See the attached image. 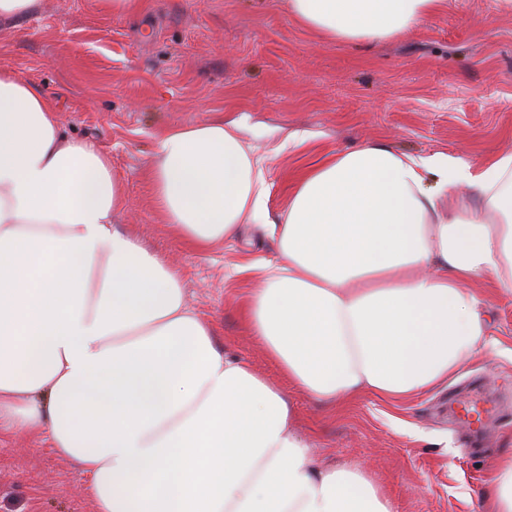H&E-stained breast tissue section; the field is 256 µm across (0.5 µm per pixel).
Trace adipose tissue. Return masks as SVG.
<instances>
[{"mask_svg":"<svg viewBox=\"0 0 512 512\" xmlns=\"http://www.w3.org/2000/svg\"><path fill=\"white\" fill-rule=\"evenodd\" d=\"M443 0H288L333 40L387 39ZM154 199L202 253L265 213L235 125L165 130ZM466 184L479 205L455 189ZM122 182L40 89L0 70V435L89 478L94 512H392L361 469L314 464L283 390L228 357L179 271L114 222ZM243 311L290 384L336 408L409 400L490 344L472 281L512 290V154L478 166L341 150L292 195Z\"/></svg>","mask_w":512,"mask_h":512,"instance_id":"ef3b65f1","label":"adipose tissue"}]
</instances>
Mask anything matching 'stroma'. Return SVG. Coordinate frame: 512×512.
I'll return each instance as SVG.
<instances>
[{
	"mask_svg": "<svg viewBox=\"0 0 512 512\" xmlns=\"http://www.w3.org/2000/svg\"><path fill=\"white\" fill-rule=\"evenodd\" d=\"M0 67L37 85L67 134L111 156L126 198L116 224L180 269L188 305L214 325L225 355L284 388L317 461L366 469L394 512H475L512 451V425H489L470 456L448 406L479 385L512 411V292L488 276L473 282L495 349L467 359L448 385L401 402L367 392L324 410L288 384L244 321L259 286L249 265L276 261V241L251 223L240 239L189 250L155 203L150 160L166 129L235 124L263 164L277 222L309 168L365 142L473 165L512 153V10L451 0L368 43L327 40L289 14L288 0H140L129 13L103 0H40L0 30ZM87 483L26 431L0 440V512H94Z\"/></svg>",
	"mask_w": 512,
	"mask_h": 512,
	"instance_id": "1",
	"label": "stroma"
}]
</instances>
